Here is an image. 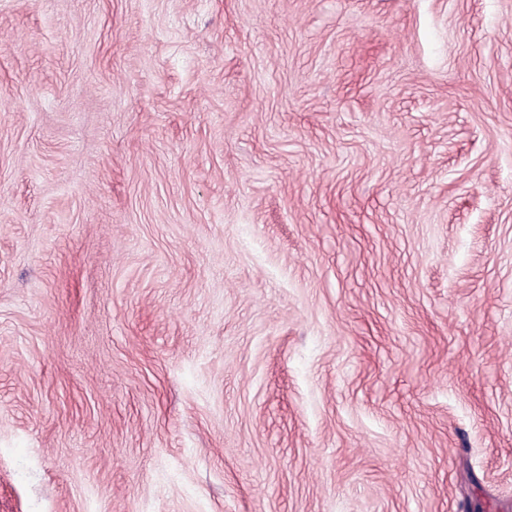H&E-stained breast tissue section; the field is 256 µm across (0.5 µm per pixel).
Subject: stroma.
<instances>
[{"mask_svg": "<svg viewBox=\"0 0 512 512\" xmlns=\"http://www.w3.org/2000/svg\"><path fill=\"white\" fill-rule=\"evenodd\" d=\"M0 512H512V0H0Z\"/></svg>", "mask_w": 512, "mask_h": 512, "instance_id": "1", "label": "stroma"}]
</instances>
